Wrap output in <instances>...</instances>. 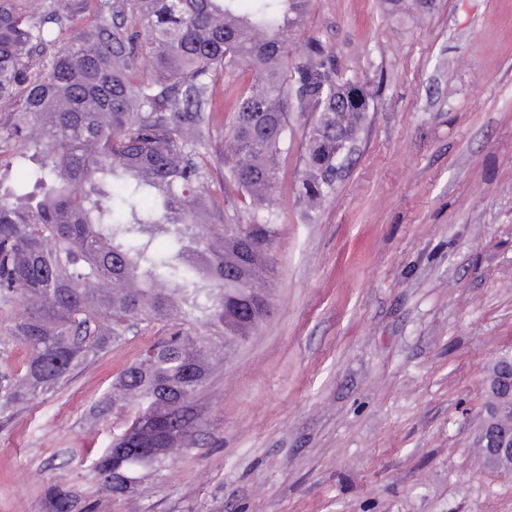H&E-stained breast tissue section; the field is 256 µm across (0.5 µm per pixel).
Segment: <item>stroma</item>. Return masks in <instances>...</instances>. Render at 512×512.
Listing matches in <instances>:
<instances>
[{
	"label": "stroma",
	"mask_w": 512,
	"mask_h": 512,
	"mask_svg": "<svg viewBox=\"0 0 512 512\" xmlns=\"http://www.w3.org/2000/svg\"><path fill=\"white\" fill-rule=\"evenodd\" d=\"M372 90L335 191L295 200L293 121L278 188L272 315L197 395L193 443L131 498L91 461L133 418L93 411L157 340L132 330L38 404L0 417V512L49 485L96 512H512V470L471 453L492 359L512 347V0H311L297 41ZM252 73L211 87V157Z\"/></svg>",
	"instance_id": "obj_1"
}]
</instances>
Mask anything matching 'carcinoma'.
<instances>
[{
  "mask_svg": "<svg viewBox=\"0 0 512 512\" xmlns=\"http://www.w3.org/2000/svg\"><path fill=\"white\" fill-rule=\"evenodd\" d=\"M307 3L51 0L30 17L26 0H0V144L23 170L0 176V301L22 302L6 330L26 350L23 370L0 372V413L38 403L138 324L181 316L212 330L171 332L112 386V404L140 402L114 447L169 452L107 449L94 463L103 496L118 489L112 471L138 486L186 444L191 425L174 426L175 403L191 406L229 337L260 323L248 302L273 274L288 113L306 128L293 191L310 209L335 188L340 142H357L367 112L357 100L370 94L322 43L293 42ZM242 66L255 79L215 177L210 87ZM232 193L255 217L248 243L225 232ZM160 234L165 250L153 245ZM46 496L50 512H70L76 494L51 485Z\"/></svg>",
  "mask_w": 512,
  "mask_h": 512,
  "instance_id": "obj_1",
  "label": "carcinoma"
}]
</instances>
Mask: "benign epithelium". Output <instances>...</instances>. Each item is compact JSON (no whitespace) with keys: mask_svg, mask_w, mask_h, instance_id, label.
<instances>
[{"mask_svg":"<svg viewBox=\"0 0 512 512\" xmlns=\"http://www.w3.org/2000/svg\"><path fill=\"white\" fill-rule=\"evenodd\" d=\"M489 402L476 430L474 447L495 467L512 468V350L500 352L488 370Z\"/></svg>","mask_w":512,"mask_h":512,"instance_id":"7a95c632","label":"benign epithelium"}]
</instances>
